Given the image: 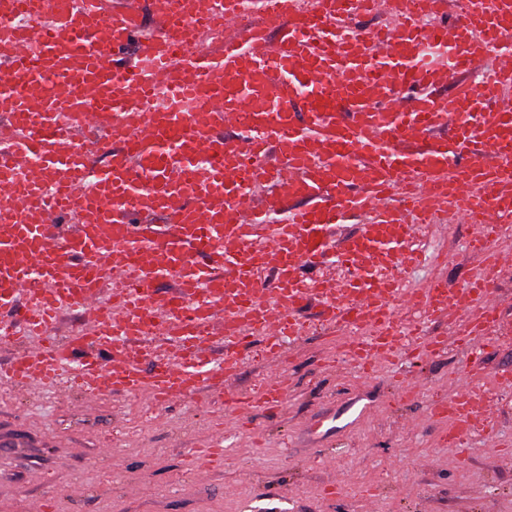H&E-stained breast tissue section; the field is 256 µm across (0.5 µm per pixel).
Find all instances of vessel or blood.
Here are the masks:
<instances>
[{
	"label": "vessel or blood",
	"instance_id": "vessel-or-blood-1",
	"mask_svg": "<svg viewBox=\"0 0 512 512\" xmlns=\"http://www.w3.org/2000/svg\"><path fill=\"white\" fill-rule=\"evenodd\" d=\"M201 2L148 0V31L139 0H0V62L23 75L0 80V309L22 311L0 331L20 349L0 381L32 394L64 379L88 402L103 380L161 406L194 398L211 377L234 380L249 337L265 339L274 363L287 358L296 310L323 288L298 287V271L326 262L355 272L322 314L346 328L362 371L446 345L410 342L404 307L429 318L480 306L483 319L455 334L481 352L499 309L496 242L512 219V0H475L451 24L446 0H221L215 14ZM23 10L36 28L17 23ZM384 10L388 25L353 23ZM90 134L97 167L74 149ZM358 214L368 224L333 240ZM420 223L475 226L485 276L411 292L377 279L381 265L423 262L407 247ZM173 277L195 297L156 301ZM88 307L109 334L53 337L63 312ZM172 324L174 361L144 371L142 341ZM287 396L276 375L225 404L244 418ZM481 403L463 386L435 408L449 444L471 439Z\"/></svg>",
	"mask_w": 512,
	"mask_h": 512
}]
</instances>
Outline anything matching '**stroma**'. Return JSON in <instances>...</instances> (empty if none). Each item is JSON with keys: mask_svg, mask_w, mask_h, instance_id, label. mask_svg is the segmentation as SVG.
<instances>
[{"mask_svg": "<svg viewBox=\"0 0 512 512\" xmlns=\"http://www.w3.org/2000/svg\"><path fill=\"white\" fill-rule=\"evenodd\" d=\"M472 228L433 224L418 238L427 262L412 287L440 275L457 287L481 256L468 249ZM500 321L484 355L467 356L453 334L460 317L402 318L425 336H444L441 353L399 359L359 375L343 362L341 328L328 325L318 300L301 311L306 330L285 363L272 368L262 338L239 352L233 383L256 391L271 371L288 379V398L239 430L220 380L196 398L156 408L148 398L102 394L93 403L32 398L0 389V512H29L52 498L54 512H512V262L496 282ZM408 380L416 395H398ZM481 386L491 405L494 442L457 448L447 421L431 413L455 388ZM370 411L355 427L322 435L352 402ZM223 412V465L194 470L190 458Z\"/></svg>", "mask_w": 512, "mask_h": 512, "instance_id": "1", "label": "stroma"}]
</instances>
